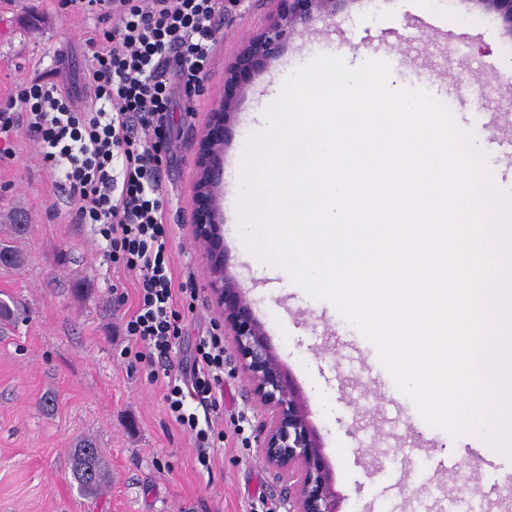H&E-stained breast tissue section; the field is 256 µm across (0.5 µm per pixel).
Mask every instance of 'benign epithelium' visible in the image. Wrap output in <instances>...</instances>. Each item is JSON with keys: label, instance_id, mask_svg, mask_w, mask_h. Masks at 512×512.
Listing matches in <instances>:
<instances>
[{"label": "benign epithelium", "instance_id": "obj_1", "mask_svg": "<svg viewBox=\"0 0 512 512\" xmlns=\"http://www.w3.org/2000/svg\"><path fill=\"white\" fill-rule=\"evenodd\" d=\"M341 0H278V17L250 39L224 71V100L212 112L197 160L198 180L192 232L208 250L207 287L212 303L224 318L242 373L253 386L265 418L259 427V448L265 464L288 481V512H339L332 471L309 425L303 402L295 393L274 354L263 325L224 264L222 217L219 207L224 146L232 136L235 98L251 77L274 60L295 27L315 11L336 12ZM497 14L512 36V0H474Z\"/></svg>", "mask_w": 512, "mask_h": 512}]
</instances>
